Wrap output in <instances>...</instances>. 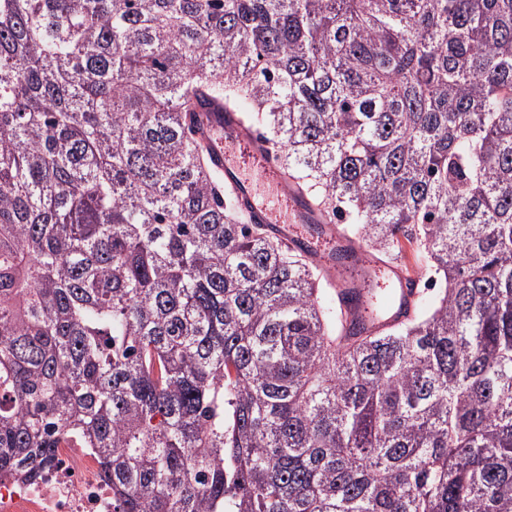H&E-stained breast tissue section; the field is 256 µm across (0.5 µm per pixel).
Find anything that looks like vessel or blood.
Segmentation results:
<instances>
[{
	"instance_id": "vessel-or-blood-1",
	"label": "vessel or blood",
	"mask_w": 512,
	"mask_h": 512,
	"mask_svg": "<svg viewBox=\"0 0 512 512\" xmlns=\"http://www.w3.org/2000/svg\"><path fill=\"white\" fill-rule=\"evenodd\" d=\"M195 139L211 166L224 178V188L250 223L266 225L291 248L302 251L332 286L345 321H357L370 333H381L412 319L424 291L419 276L400 260L385 263L331 224L297 190L272 149L220 101L195 110ZM315 224L317 239L300 227Z\"/></svg>"
}]
</instances>
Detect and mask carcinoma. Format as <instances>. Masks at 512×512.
<instances>
[{
	"label": "carcinoma",
	"instance_id": "obj_1",
	"mask_svg": "<svg viewBox=\"0 0 512 512\" xmlns=\"http://www.w3.org/2000/svg\"><path fill=\"white\" fill-rule=\"evenodd\" d=\"M206 95L413 320L246 222ZM68 435L120 512H512V0H0V471Z\"/></svg>",
	"mask_w": 512,
	"mask_h": 512
}]
</instances>
